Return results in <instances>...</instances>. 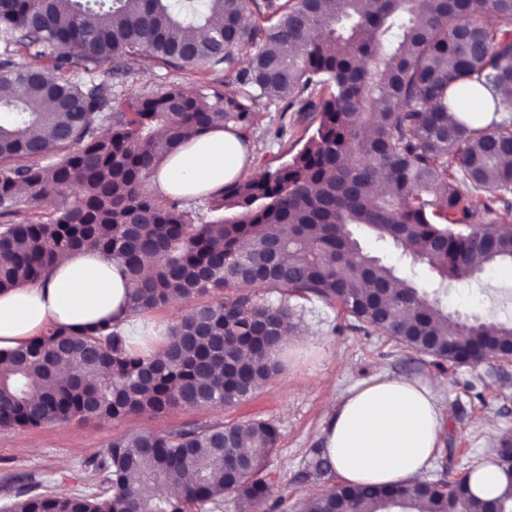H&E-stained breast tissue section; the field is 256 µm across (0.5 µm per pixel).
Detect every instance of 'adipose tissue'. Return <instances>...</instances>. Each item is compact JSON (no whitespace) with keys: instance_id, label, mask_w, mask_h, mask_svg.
Here are the masks:
<instances>
[{"instance_id":"obj_1","label":"adipose tissue","mask_w":512,"mask_h":512,"mask_svg":"<svg viewBox=\"0 0 512 512\" xmlns=\"http://www.w3.org/2000/svg\"><path fill=\"white\" fill-rule=\"evenodd\" d=\"M248 148L233 131L193 136L158 167L153 190L191 200L241 175ZM130 284L116 259L100 251L59 255L48 279L0 294V349H14L47 325L82 329L104 320L127 323ZM448 409L433 384L381 375L353 387L326 411L328 460L347 484L424 480Z\"/></svg>"}]
</instances>
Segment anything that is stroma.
<instances>
[{
    "mask_svg": "<svg viewBox=\"0 0 512 512\" xmlns=\"http://www.w3.org/2000/svg\"><path fill=\"white\" fill-rule=\"evenodd\" d=\"M212 73L179 69L151 62L125 78L112 103L126 110L140 96L170 86L199 90L211 85ZM312 112L263 108L254 116L249 151L251 166L274 170L297 150L298 140L316 127ZM366 247L397 266L427 294L440 283L431 269L415 263L383 243L367 240ZM443 303L449 311L478 314L496 322H512V266L487 269L464 285L450 284ZM294 321L308 338L289 341L285 366L268 378L244 402L230 407H175L154 414H136L106 424L70 421L24 430L0 429V505L13 500L29 476L50 474L64 487L78 488L80 462L104 450L113 438L136 431L158 434L190 427L262 420L279 434L276 448L261 473L285 512H299L306 494L334 489L340 483L332 470L317 474L326 459L322 446L323 409L340 400L356 383L382 374L431 380L435 394L448 408V417L427 477L439 479L443 471L457 476L474 468L494 446V437L512 432V366L499 369L488 362L475 366L438 365L425 355L403 349L387 336L350 328L335 305L310 296L294 299ZM33 445L30 454L19 452V441Z\"/></svg>",
    "mask_w": 512,
    "mask_h": 512,
    "instance_id": "1",
    "label": "stroma"
}]
</instances>
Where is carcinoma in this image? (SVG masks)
<instances>
[{"instance_id": "carcinoma-1", "label": "carcinoma", "mask_w": 512, "mask_h": 512, "mask_svg": "<svg viewBox=\"0 0 512 512\" xmlns=\"http://www.w3.org/2000/svg\"><path fill=\"white\" fill-rule=\"evenodd\" d=\"M0 0V292L46 279L59 254L101 250L133 285L132 313L226 288L152 337L110 323L50 325L0 351V428L72 419L110 422L172 407L233 406L281 369L294 297L316 296L345 319L442 365L493 361L511 323L463 321L396 267L371 254L372 236L429 265L441 285L512 265V0ZM255 6L257 19L244 22ZM505 26L490 27L483 11ZM95 17V23L86 22ZM223 18L219 27L212 19ZM26 53L24 68L15 57ZM149 56L166 66L224 73V90L171 87L112 111L120 75ZM116 62L109 71L105 65ZM25 87L15 96L9 88ZM318 113L303 146L259 178L210 196L197 224L179 198L151 189L158 165L187 138L231 128L250 141L261 105ZM485 124H448V107ZM40 128L64 153L49 159ZM165 130V136L157 134ZM54 187V208L28 218L17 192ZM288 256L289 261L282 260ZM146 256L155 259L150 274ZM275 295L257 303L242 289ZM70 375L58 380L54 368ZM268 422L134 433L81 462L89 484L32 481L8 512H200L269 501L260 474L276 447ZM512 466V434L497 438ZM137 474L136 482L128 476ZM190 473L180 495L162 488ZM470 474L386 488L316 492L302 512H484Z\"/></svg>"}]
</instances>
